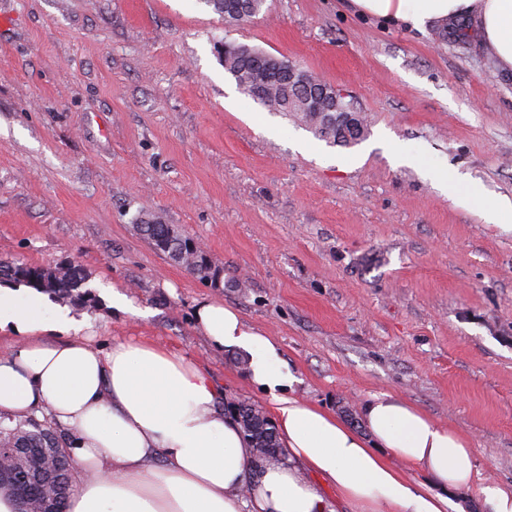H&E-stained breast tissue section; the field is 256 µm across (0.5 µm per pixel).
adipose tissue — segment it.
Listing matches in <instances>:
<instances>
[{
  "instance_id": "adipose-tissue-1",
  "label": "adipose tissue",
  "mask_w": 512,
  "mask_h": 512,
  "mask_svg": "<svg viewBox=\"0 0 512 512\" xmlns=\"http://www.w3.org/2000/svg\"><path fill=\"white\" fill-rule=\"evenodd\" d=\"M354 13L427 31L472 16L498 69L512 71V0H349ZM40 296L0 287V309L19 334L0 358V417L38 416L71 442L77 476L65 512H459L456 491L479 486L490 512H512V484H479L472 443L391 394L361 409L362 430L296 397L280 350L233 308L200 306L210 348L250 356L249 380L271 396L286 461L256 465L220 392L199 366L149 343L93 347L47 320ZM427 473L423 490L406 470ZM335 498H328V491Z\"/></svg>"
}]
</instances>
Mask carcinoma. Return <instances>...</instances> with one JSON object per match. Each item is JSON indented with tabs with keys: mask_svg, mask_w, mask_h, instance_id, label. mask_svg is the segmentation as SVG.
Wrapping results in <instances>:
<instances>
[{
	"mask_svg": "<svg viewBox=\"0 0 512 512\" xmlns=\"http://www.w3.org/2000/svg\"><path fill=\"white\" fill-rule=\"evenodd\" d=\"M213 11L219 14L225 22L236 24L246 22L257 16L265 4V0H205ZM256 49L246 53L241 51V45L230 43L228 49L222 52L224 69L234 78L239 89L249 97H254L253 88L257 84ZM264 78V98L261 105L284 115L291 114L295 120L308 127L313 134L330 146L350 147L362 141L367 132L366 125L359 126L354 134H344L332 128L326 129L325 115L321 112L305 111V101L316 95H321L320 79H314L309 86L296 93L287 85L280 82L279 74L267 72ZM138 230L150 240L156 250L165 254L174 263L181 265L199 281L208 283L215 276L210 260L202 251L190 253L186 250L187 237L180 236L178 242L166 247L169 225L154 224L149 216L139 217ZM6 276L16 283H25L33 288L44 291L60 299H68L76 305H92V297L88 292L81 291L84 284L82 269L72 263L55 266H41L28 263H11L0 265V277ZM250 413L252 425L248 426L240 420L238 424L255 449L256 458L260 461L275 459L279 456L280 443L277 433L271 431L264 411L248 402L242 403ZM1 448H56L67 455L68 438L66 434L53 427L47 420L33 416L16 422H5L0 419ZM63 464L61 457L52 460L47 465L44 460L31 453L30 457L21 463L14 472L0 475V486L8 489L18 487L24 498V505H35L41 501L42 489L19 482L17 475L26 472L34 465L42 470L56 468Z\"/></svg>",
	"mask_w": 512,
	"mask_h": 512,
	"instance_id": "carcinoma-1",
	"label": "carcinoma"
}]
</instances>
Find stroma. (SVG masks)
Instances as JSON below:
<instances>
[{"mask_svg": "<svg viewBox=\"0 0 512 512\" xmlns=\"http://www.w3.org/2000/svg\"><path fill=\"white\" fill-rule=\"evenodd\" d=\"M225 40L342 89L365 139L327 145L243 94ZM472 184L512 199V72L477 35L461 49L346 0H266L242 25L203 0H0V261L78 263L96 299L50 296L46 315L266 407L248 356L196 326L222 302L278 344L290 395L356 429L372 396H399L512 484V226L472 211ZM143 215L198 242L220 286L157 251Z\"/></svg>", "mask_w": 512, "mask_h": 512, "instance_id": "stroma-1", "label": "stroma"}]
</instances>
